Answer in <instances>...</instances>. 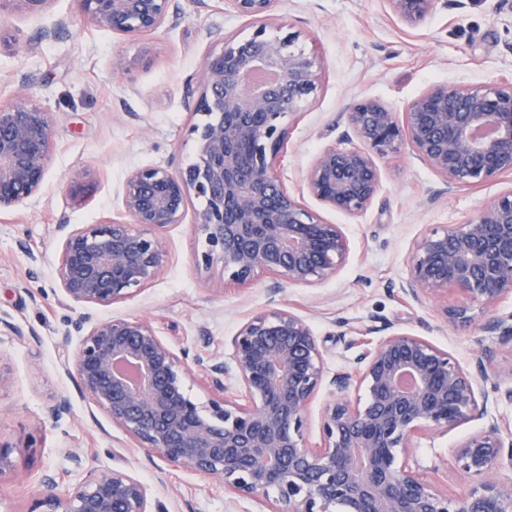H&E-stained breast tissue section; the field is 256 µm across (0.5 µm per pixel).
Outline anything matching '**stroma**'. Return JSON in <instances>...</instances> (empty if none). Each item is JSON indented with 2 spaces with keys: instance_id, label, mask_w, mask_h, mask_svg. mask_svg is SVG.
Segmentation results:
<instances>
[{
  "instance_id": "obj_1",
  "label": "stroma",
  "mask_w": 512,
  "mask_h": 512,
  "mask_svg": "<svg viewBox=\"0 0 512 512\" xmlns=\"http://www.w3.org/2000/svg\"><path fill=\"white\" fill-rule=\"evenodd\" d=\"M273 14L284 32L300 34L321 63L315 98L289 120L279 171L300 202L322 221L341 226L350 247L346 264L320 284L286 285L275 295L268 276L243 287L227 285L220 269L205 272L194 265L203 248L195 224L201 203L195 199L183 222L165 233L161 274L108 308L64 296L57 277L61 225L126 220L121 194L130 170L175 169L187 160L202 61L226 37L251 34L253 24L233 0H171L165 24L135 41L86 21L77 0H53L43 15L0 23L23 46L19 53L0 54V103L34 93L50 111L54 131L44 188L0 213V372L8 378L0 387V440L14 447V468L0 475V512H33L48 491L45 473H53L60 486L73 484L72 449L84 467L137 477L168 512H271L269 500L233 494L221 480L172 466L142 448L79 389L60 359L75 349V325L85 317L143 318L174 348L220 356L225 337L245 317L275 304L308 322L331 373L352 368L358 350L350 342L369 329L415 334L458 359L476 376L478 392L489 396L490 414L512 424V404L494 397L496 389L512 387V348L479 323L450 328L443 315L446 295L416 302L400 289L415 240L431 229L464 223L512 188V174L451 190L406 146L377 157L381 187L362 214L327 207L303 187L317 153L341 141L346 126L340 115L352 102L376 98L399 110L435 83L512 81V13L496 12L491 0H465L461 9L438 0L417 29L392 18L382 0H275ZM60 18L65 24L59 28ZM52 26L56 36L44 38ZM143 49L151 57L145 66L134 62ZM120 60L132 65L128 78L113 72ZM85 171L94 174L97 188L76 206L68 180ZM483 362L495 371L494 381L479 379ZM61 397L68 399L70 415L46 419V405ZM482 426L472 420L418 438L410 465L449 495L463 494L471 481L456 469L454 450Z\"/></svg>"
}]
</instances>
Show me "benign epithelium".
Wrapping results in <instances>:
<instances>
[{"instance_id":"1","label":"benign epithelium","mask_w":512,"mask_h":512,"mask_svg":"<svg viewBox=\"0 0 512 512\" xmlns=\"http://www.w3.org/2000/svg\"><path fill=\"white\" fill-rule=\"evenodd\" d=\"M52 0H0L6 14L40 15ZM94 26L136 39L161 28L171 0H78ZM256 28L230 36L201 64L200 94L189 127L191 161L171 169L131 170L123 187L127 221L67 231L57 275L67 299L109 307L146 287L165 261L164 234L181 224L192 199L202 201L196 232L197 269L222 268L224 284L244 286L264 274L277 284L315 285L349 257L338 224H326L285 187L277 159L288 119L314 98L317 57L300 35H271L273 0H233ZM404 25L417 28L438 0H383ZM358 146L328 145L305 175L307 192L349 215L365 212L378 194L375 156L406 143L452 189L512 173V86L437 84L398 113L377 99L345 111ZM51 112L32 94L0 105V211L43 187L52 159ZM88 173L70 180L79 205L93 191ZM454 290L445 308L452 327L484 321L499 343L512 345V189L487 201L462 224L419 237L404 294L416 301ZM355 369L328 376L324 347L295 313L270 308L244 319L229 338V361L189 357L141 318L94 322L62 368L80 390L143 448L236 495L274 498L275 512H512V481L486 479L512 468V427L489 416L488 398L473 377L428 340L392 332L363 341ZM215 393L201 408L186 392L195 373ZM321 444L305 438L309 405L320 390ZM487 419L455 448L457 469L475 483L450 497L409 466L416 439ZM35 512H165L122 470H83L60 492L42 496Z\"/></svg>"}]
</instances>
